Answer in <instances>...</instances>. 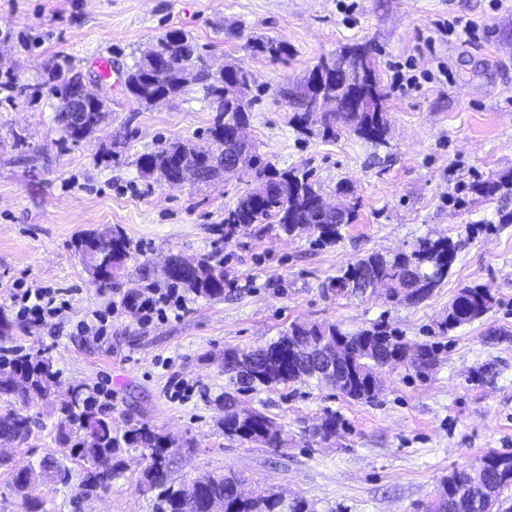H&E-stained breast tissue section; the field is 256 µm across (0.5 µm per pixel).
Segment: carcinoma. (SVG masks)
I'll list each match as a JSON object with an SVG mask.
<instances>
[{"mask_svg":"<svg viewBox=\"0 0 512 512\" xmlns=\"http://www.w3.org/2000/svg\"><path fill=\"white\" fill-rule=\"evenodd\" d=\"M183 61L174 67H155L143 57L127 70L129 94L140 102L150 103L156 97L176 98L186 87H200L205 98L216 112L208 135L218 150L235 153L241 162L252 170V187L242 193L234 206L224 210V242L232 241L242 229L256 224L262 227L278 226L292 235L298 227L307 226L317 234V241L333 244L341 238L344 227L355 223L361 207L360 198L355 196L352 186L345 183L336 185V192L349 199L350 206L343 223L332 222L316 206L323 186L314 181L308 172L295 169H279L270 160L262 157L253 146L239 151L238 146L229 143L227 132L231 125L246 122L251 100L230 110L224 100L223 75L211 72L207 67L206 52L186 33L176 31ZM254 51L283 61L290 55L288 44L273 39H255L251 42ZM324 74V95L345 99L352 89V77L329 60L322 59L313 66ZM315 89L308 78L299 86L283 91L293 109L291 123L305 135L317 133L324 140L334 139L339 131L345 130L370 143L382 144L389 133L388 112H313L308 106ZM51 95L62 100L69 95L87 98L89 111L84 113V134L89 137L109 125L111 112L101 109L104 102L102 89L89 83H76L67 78L50 89ZM195 145L189 141H176L158 149L142 153L136 160L140 174L145 178L167 182L179 177L189 185H208L215 171L210 162L202 158L188 169L178 167L180 157L190 154ZM75 249L86 264L93 263L101 277L97 280L100 288L112 286V280L120 273L132 257L131 241L118 228H112V238L99 241V230H89L76 241ZM459 243L450 237L433 239L420 238L410 251L384 255L372 252L347 265L334 282L346 289L344 296H360L362 292L352 288L355 281L376 280L383 283H405L409 288L410 303L420 304L429 299L448 277L458 257ZM168 285L207 299H221L230 284L224 271V259L217 253L198 259L196 270L189 276L166 277ZM494 304L490 291L481 286H467L458 290L448 304V314L437 324L438 335L470 324L486 315ZM324 336H338L344 341L349 358L354 363L355 374L346 375L341 383L328 374L310 370L306 379L315 380L338 392L344 399L357 402H372L378 392L371 388L368 377L381 362L397 358L396 364H408L423 371L437 361V343L417 345L423 356L420 361L405 357L408 344L389 326L379 323L368 329L345 331L336 324L296 321L287 331L264 345L251 350L229 347L222 354L224 376L229 389L224 391V415L217 427L229 439L246 443L263 444L269 448L288 447V435L274 417L250 406L245 397L251 393L277 386L295 383L293 365L286 360L285 352L294 344H307ZM32 394L52 397L51 404L58 415V443L70 448V458L75 462L91 464L86 471L80 489L85 497L105 493L109 490L112 477L117 474L121 456L135 452L146 461L142 470L146 490L157 492L159 499L156 512H208L210 500L224 501V512H315L314 505L305 500L285 503L273 491L263 490L251 497H243L238 490L242 482L234 473L214 472L209 485L204 488L187 490V484L174 483L171 468L175 460L173 447L165 434L147 423L125 422L122 433H117V422L112 411L98 403L95 394L80 384L61 380L59 371L51 358L43 354H24L0 360V440L16 445L28 442L32 435L34 418L28 412L26 401ZM483 465L480 480L474 482L467 470L448 475L442 492L447 497L443 512H470L466 507L470 497L481 492L490 483L495 484L497 493L512 487V455L488 452L478 458L470 467ZM42 477L49 482L67 483L71 469L54 456H47L39 463ZM12 483L21 494L25 512H40L41 503L36 494L35 484L26 476L13 473Z\"/></svg>","mask_w":512,"mask_h":512,"instance_id":"cac0c4a2","label":"carcinoma"}]
</instances>
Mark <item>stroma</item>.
Here are the masks:
<instances>
[{
	"label": "stroma",
	"mask_w": 512,
	"mask_h": 512,
	"mask_svg": "<svg viewBox=\"0 0 512 512\" xmlns=\"http://www.w3.org/2000/svg\"><path fill=\"white\" fill-rule=\"evenodd\" d=\"M0 0V316L10 326L0 355L41 352L61 377L93 389L116 419L156 426L175 442L172 475L192 479L224 470L248 488H271L317 512H423L442 479L490 452H512V0ZM480 19L482 42L440 34L449 14ZM180 29L209 47L215 64L235 63L255 77L247 135L280 168L311 172L326 191L350 183L362 206L333 245L314 236L248 229L224 241V211L249 186L243 174L215 186L173 188L141 177L137 157L159 145L208 142L213 112L202 90L147 105L121 84L103 82L112 121L77 146L60 147L57 102L18 95L79 74L98 79L95 61L129 69L160 36ZM257 38L286 42L287 60L253 53ZM365 47L389 96L391 131L376 146L343 132L333 140L299 134L276 95L320 58ZM444 67V81L406 94L396 68ZM505 186L482 198L471 187ZM105 225L137 247L120 278L97 288L73 243ZM463 241L448 278L417 305L346 297L326 282L359 257L410 250L422 237ZM219 253L233 279L222 299L192 297L177 319L139 323L121 299L164 286L161 267L178 254ZM67 291L71 307L55 327L30 323L8 300L15 281ZM489 289L493 308L480 320L436 337V323L458 289ZM108 313L104 335L80 329L92 311ZM295 321L333 322L346 330L387 324L412 344L439 341L436 366H401L386 375L375 402L345 400L300 381L249 396L283 426L288 448L229 439L217 428L227 381L214 356L276 339ZM29 441L5 449L0 512H24L11 486L18 466L48 454L66 459L50 402L36 399ZM340 427L325 442L314 429L324 413ZM145 466L124 456L103 497L76 499L83 476L44 482L41 512H153L140 488Z\"/></svg>",
	"instance_id": "obj_1"
}]
</instances>
